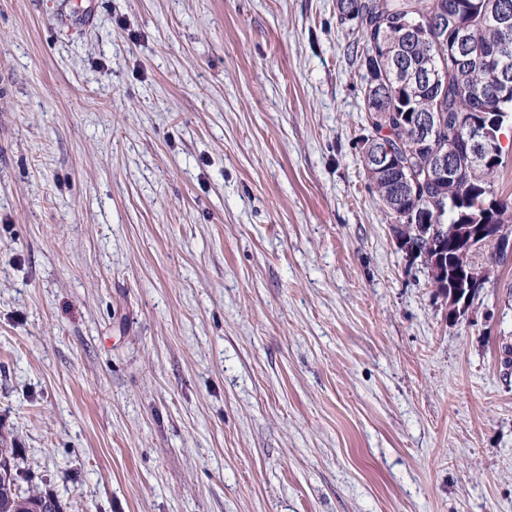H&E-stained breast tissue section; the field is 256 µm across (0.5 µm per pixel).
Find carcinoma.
<instances>
[{
  "instance_id": "cac0c4a2",
  "label": "carcinoma",
  "mask_w": 512,
  "mask_h": 512,
  "mask_svg": "<svg viewBox=\"0 0 512 512\" xmlns=\"http://www.w3.org/2000/svg\"><path fill=\"white\" fill-rule=\"evenodd\" d=\"M339 21L352 23V45L361 47L354 62L363 70L364 121L369 136H381L395 153L420 173L434 151H446L449 139L460 133V122L470 119L499 135L512 98L503 101L497 75L506 74L512 84V0H337ZM504 11L509 25L503 28L488 16ZM452 15L448 26L429 22L431 15ZM421 23L423 36L407 41L403 22ZM467 33L466 49L470 63L458 67L453 55L459 30ZM443 54L439 81L400 84L390 74L392 60L421 65L437 53ZM433 112L439 133L436 140L418 146L412 122L407 116ZM455 178L438 187H426L425 199L433 200L437 210L430 224L432 234L418 236L414 224L406 221L412 208L393 205L390 180L376 169L364 165L370 185L384 206V212L397 232L413 240L416 258L430 260L442 255L447 271H453L463 246L453 235L457 224H497L512 234V205L499 199L494 189V174L503 163L502 154L488 143L484 164L474 165L463 153L453 154ZM21 476L8 448H0V512H60L50 496L24 491Z\"/></svg>"
}]
</instances>
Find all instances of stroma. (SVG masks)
Returning <instances> with one entry per match:
<instances>
[{
	"instance_id": "obj_1",
	"label": "stroma",
	"mask_w": 512,
	"mask_h": 512,
	"mask_svg": "<svg viewBox=\"0 0 512 512\" xmlns=\"http://www.w3.org/2000/svg\"><path fill=\"white\" fill-rule=\"evenodd\" d=\"M351 39L336 0H0V448L61 512H512V258L449 319Z\"/></svg>"
}]
</instances>
